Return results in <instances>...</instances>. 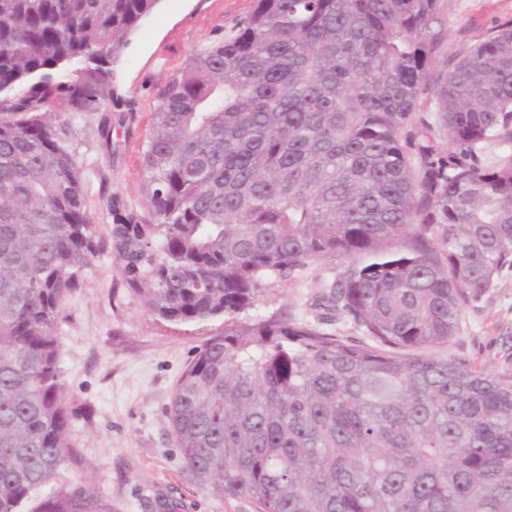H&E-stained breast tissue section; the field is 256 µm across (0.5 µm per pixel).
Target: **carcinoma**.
Returning a JSON list of instances; mask_svg holds the SVG:
<instances>
[{"instance_id": "cac0c4a2", "label": "carcinoma", "mask_w": 512, "mask_h": 512, "mask_svg": "<svg viewBox=\"0 0 512 512\" xmlns=\"http://www.w3.org/2000/svg\"><path fill=\"white\" fill-rule=\"evenodd\" d=\"M159 2L0 0V512H112L87 484L40 496L74 457L60 307L104 249L160 318L224 317L170 400L203 487L512 512V375L433 354L512 269V23L434 75L445 0H254L157 96L149 219L108 201L104 244L48 107L102 113L110 145L109 64ZM347 257L313 304L372 342L249 315L265 279Z\"/></svg>"}]
</instances>
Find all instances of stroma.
I'll list each match as a JSON object with an SVG mask.
<instances>
[{
	"label": "stroma",
	"mask_w": 512,
	"mask_h": 512,
	"mask_svg": "<svg viewBox=\"0 0 512 512\" xmlns=\"http://www.w3.org/2000/svg\"><path fill=\"white\" fill-rule=\"evenodd\" d=\"M252 7L253 0H160L112 66L111 144L100 136V113L60 112L71 125L67 145L82 170L97 238L107 239L110 231L108 198L145 210L141 155L160 90L190 53L233 34ZM509 20L512 0H448L439 69L475 36ZM344 265L320 261L293 279L266 281L257 314L317 323L325 311L312 297ZM223 330L220 317L196 323L159 318L127 292L108 252L95 257L59 313L75 458L61 469L56 487L91 483L111 500L112 512H255L250 500L207 490L185 470L168 415L182 372L203 342ZM435 354L496 375L512 373V270L465 310L456 338Z\"/></svg>",
	"instance_id": "35a3bbf8"
}]
</instances>
